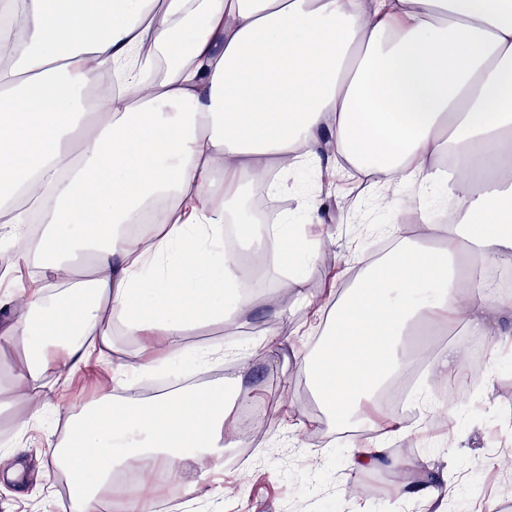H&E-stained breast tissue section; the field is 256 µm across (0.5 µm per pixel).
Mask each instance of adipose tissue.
Returning a JSON list of instances; mask_svg holds the SVG:
<instances>
[{
    "label": "adipose tissue",
    "mask_w": 512,
    "mask_h": 512,
    "mask_svg": "<svg viewBox=\"0 0 512 512\" xmlns=\"http://www.w3.org/2000/svg\"><path fill=\"white\" fill-rule=\"evenodd\" d=\"M2 23L18 36L0 49V217L12 242L30 211L46 218L44 273L0 321V341L26 350L15 400L41 409L49 366L88 367L87 341L111 347L113 322L144 337V371L183 356L191 326L248 310L241 242L288 247L282 228L253 222L252 185L320 169L325 143L386 194L437 190L444 158L462 176L458 220L428 227L439 247L399 239L342 307L290 280L331 323L301 366L337 432L410 368L399 346L413 323L512 341L500 299L475 280L462 294L456 276L462 255L512 264V0H0ZM110 65L121 92L87 100ZM160 199L177 219L132 233ZM250 367L149 398L113 368L48 447L79 512H154L151 496L113 493L133 459L199 494L235 445Z\"/></svg>",
    "instance_id": "obj_1"
}]
</instances>
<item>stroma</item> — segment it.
I'll return each mask as SVG.
<instances>
[{
	"instance_id": "stroma-1",
	"label": "stroma",
	"mask_w": 512,
	"mask_h": 512,
	"mask_svg": "<svg viewBox=\"0 0 512 512\" xmlns=\"http://www.w3.org/2000/svg\"><path fill=\"white\" fill-rule=\"evenodd\" d=\"M304 192L322 200L321 223L306 224L299 207ZM281 197L288 203L285 224L314 251L310 263L298 268L284 251L253 267L250 252H242L239 275L252 287L251 307L234 324L202 325L185 337L192 353L238 339L258 343L271 330L289 338L282 354L252 360L257 406L272 416L262 433L247 432L240 447L225 449L232 466L214 468L204 478L208 498L189 504L179 486L164 484L156 494L158 512H171L181 502L187 512H435L428 500L404 496L401 488L402 481L419 484L431 477L458 481L461 512H501L512 503V345L484 354L483 372L458 403L448 395L447 377L424 371L428 402L411 404L402 419L416 425L417 434L380 438L362 421L353 438L338 436L299 366L321 328L282 281L299 270L310 293L343 291L362 262L384 247L379 234L389 213L370 176L340 169L324 177H284ZM112 336L114 349L94 371L65 378L57 369L47 371L44 414L33 415L19 403L0 415V446L10 447L27 471L20 486L0 471V512H64L67 485L44 450L49 441L65 437L67 409L94 400L114 364L137 365L142 337L125 335L118 323ZM299 423L307 428L301 437L295 431ZM376 439L387 448L381 463L369 471L347 470L352 445Z\"/></svg>"
}]
</instances>
